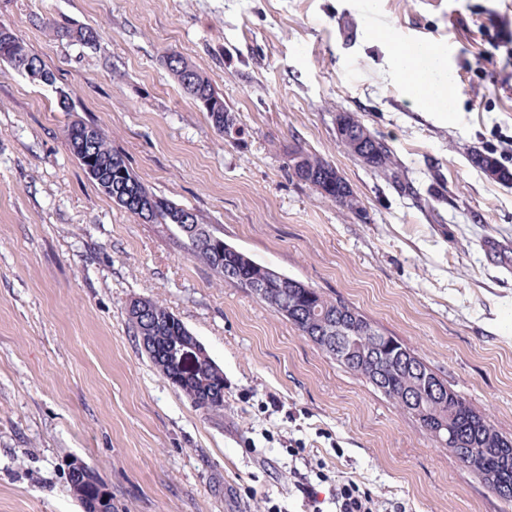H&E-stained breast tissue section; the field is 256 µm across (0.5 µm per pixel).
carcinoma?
Instances as JSON below:
<instances>
[{
	"mask_svg": "<svg viewBox=\"0 0 512 512\" xmlns=\"http://www.w3.org/2000/svg\"><path fill=\"white\" fill-rule=\"evenodd\" d=\"M48 27L77 42L89 44L94 41V32L90 29H64L48 24ZM38 56L30 52L15 33H10L0 39V60L12 65L21 61L36 60ZM193 92L190 98H199L211 93L213 85L207 76L191 69ZM86 123L76 121L66 129V138L71 153L79 162L82 169L105 166L108 168L107 178L112 180V186H129L128 178L133 170L127 157L112 147L108 137H102L91 154L80 156L79 146ZM294 153L298 156L296 166H288L289 175L297 181L309 186L321 182L322 174L332 169V164L322 157L310 152L300 144L294 145ZM472 163L483 171L488 177L505 185H512V170L503 165L491 153L474 150L471 152ZM373 173L382 176L401 187H407L402 164L399 162L392 148L381 142V149L370 161L364 163ZM321 197L336 204L348 213L361 211V204L354 191L343 179H331L324 183V192ZM224 238L213 235L209 248L203 250L190 240L192 256L205 264L227 285L244 288L253 294L259 301L267 305L274 312L282 315L288 314L286 320L299 332L309 339L328 356L333 351L324 344L325 336L336 330L343 329L352 336H365L368 349L376 348L374 337L368 335L369 330L381 333V329L369 320L364 314L351 304L340 298H330L318 289L298 288L290 283L286 286L274 281L276 269L261 265L253 261L246 254H236L222 246ZM154 318L152 330L154 335L172 338L187 332L183 322L170 312L164 305L151 301ZM392 350L378 351L381 369L387 380V391L384 397L395 404L403 412H408L402 398L401 390L410 376L407 371L397 363L391 362ZM424 409L427 418L416 420L419 427L430 438L457 454L459 448H471L480 459V465L467 464L465 468L483 485L496 495H501V488L507 487L512 493V437L504 435L487 417L473 407L454 388H448V396H427L424 399ZM453 416L452 427L455 434L453 443H448L443 433L436 432L435 425L439 420ZM88 480H77L69 477L71 488L82 500L93 491L103 492L107 485L102 481L99 473L91 468Z\"/></svg>",
	"mask_w": 512,
	"mask_h": 512,
	"instance_id": "obj_1",
	"label": "carcinoma"
}]
</instances>
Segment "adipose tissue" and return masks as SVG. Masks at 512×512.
<instances>
[{
  "label": "adipose tissue",
  "instance_id": "1",
  "mask_svg": "<svg viewBox=\"0 0 512 512\" xmlns=\"http://www.w3.org/2000/svg\"><path fill=\"white\" fill-rule=\"evenodd\" d=\"M392 68L405 82L409 94L426 106L442 113L453 112L449 100L453 94L450 75L437 74L431 65L439 57V51L429 48L417 51L403 46L390 33H383Z\"/></svg>",
  "mask_w": 512,
  "mask_h": 512
}]
</instances>
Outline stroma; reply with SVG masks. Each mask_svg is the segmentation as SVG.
Listing matches in <instances>:
<instances>
[{
  "mask_svg": "<svg viewBox=\"0 0 512 512\" xmlns=\"http://www.w3.org/2000/svg\"><path fill=\"white\" fill-rule=\"evenodd\" d=\"M49 20L96 38L56 37ZM0 24L56 76L0 62V512H83L74 459L99 471L112 512H303L295 485L320 465L322 500L350 478L379 512H512L364 379L225 286L174 225L119 207L65 136L100 127L150 191L358 308L512 435V186L470 160L512 168V0H0ZM384 31L442 49L453 114L411 99ZM171 52L210 78L240 140L185 94ZM340 111L389 142L410 190L344 151ZM296 143L340 171L360 214L289 178ZM139 297L223 370V414L142 352L127 316ZM471 161L491 179L505 185H512V170L503 165L492 153L473 150Z\"/></svg>",
  "mask_w": 512,
  "mask_h": 512,
  "instance_id": "35a3bbf8",
  "label": "stroma"
}]
</instances>
